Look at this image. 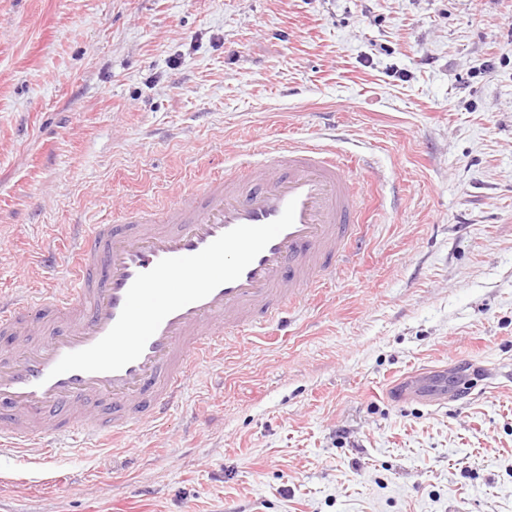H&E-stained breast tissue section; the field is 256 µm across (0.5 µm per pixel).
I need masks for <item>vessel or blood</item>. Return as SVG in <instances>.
Listing matches in <instances>:
<instances>
[{
	"instance_id": "1",
	"label": "vessel or blood",
	"mask_w": 512,
	"mask_h": 512,
	"mask_svg": "<svg viewBox=\"0 0 512 512\" xmlns=\"http://www.w3.org/2000/svg\"><path fill=\"white\" fill-rule=\"evenodd\" d=\"M356 165L315 145L260 150L241 177L209 180L163 211H122L79 233L68 246L75 270L54 294L0 295V339L13 345L0 361V448L17 453L52 437L98 443L163 421L195 361L225 336L285 323L351 251L366 218L351 181ZM291 201L294 224L238 280L167 316L137 360L116 372L52 375L65 354L108 333L139 273L196 254L236 226L270 223ZM403 384L408 398L449 400L446 373L418 371Z\"/></svg>"
}]
</instances>
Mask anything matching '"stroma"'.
<instances>
[{
  "mask_svg": "<svg viewBox=\"0 0 512 512\" xmlns=\"http://www.w3.org/2000/svg\"><path fill=\"white\" fill-rule=\"evenodd\" d=\"M288 143L367 160L361 250L165 422L0 459V512H512V0H0V294ZM436 367L488 378L402 399ZM400 384L405 386L410 399L430 404H446L454 400L452 394L448 396V375L438 370L414 372Z\"/></svg>",
  "mask_w": 512,
  "mask_h": 512,
  "instance_id": "35a3bbf8",
  "label": "stroma"
}]
</instances>
